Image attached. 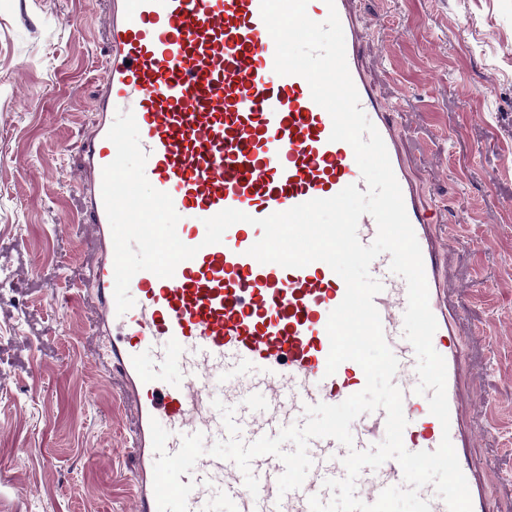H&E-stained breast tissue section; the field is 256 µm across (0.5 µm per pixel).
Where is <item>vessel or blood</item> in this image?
Wrapping results in <instances>:
<instances>
[{
    "mask_svg": "<svg viewBox=\"0 0 512 512\" xmlns=\"http://www.w3.org/2000/svg\"><path fill=\"white\" fill-rule=\"evenodd\" d=\"M261 0H108L104 80L93 103L95 120L81 147V194L95 229V262L85 293L96 305L95 332L105 342L104 368L117 373L114 393L120 413H133L125 450L136 460L131 478V512H158L154 493L157 455L151 421L170 436L177 452L183 436L203 433L208 444L227 439L219 405L234 408L239 437L250 443L305 424L304 408L335 405L360 392L361 366L343 362L327 374L330 312L344 298L340 276L322 261L301 268L263 264L249 256L262 238L256 222L312 199H327L347 185L365 190L352 147L331 141L332 119L315 103L308 82L274 70V41L262 20ZM356 0H308L317 22L337 10L346 60L360 106L380 132L401 187L409 221L420 245L429 306L437 321L433 347L447 366L449 428L416 394V354L403 334L408 304L405 280L390 270V254L370 265L383 290L374 299L385 341L399 362L393 378L403 395L408 451L436 450L450 437L467 480L473 512H493L485 473L473 460L479 433L471 422L476 373L463 364L460 312L450 310L445 290L446 245L436 231L421 184L411 172L402 135L389 104L367 78L363 47L367 32ZM132 112L147 154L145 175L168 193L180 216L177 235L197 254L182 261L172 277L143 270L131 280L133 308L117 313L114 245L102 199V169L116 156L107 133L117 111ZM232 208L252 223L230 226L221 243L205 244L206 227L185 223L191 211L211 217ZM151 351L153 371L141 368ZM178 380L169 377L170 366ZM352 447L331 438L308 442L312 468L301 488L279 494L280 459L256 457L251 472L259 482L250 493L229 460L206 454L181 483H193L188 512H310L308 499L329 501L323 483L345 478L348 449L370 450L386 434V412L358 416L350 426ZM399 463L363 468L357 497L374 503L380 492L400 483Z\"/></svg>",
    "mask_w": 512,
    "mask_h": 512,
    "instance_id": "b4317fda",
    "label": "vessel or blood"
}]
</instances>
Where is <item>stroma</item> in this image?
<instances>
[{
  "label": "stroma",
  "mask_w": 512,
  "mask_h": 512,
  "mask_svg": "<svg viewBox=\"0 0 512 512\" xmlns=\"http://www.w3.org/2000/svg\"><path fill=\"white\" fill-rule=\"evenodd\" d=\"M107 0H0V512H129L135 460L84 294L94 228L77 189ZM365 64L440 229L448 298L491 418L474 458L512 512V0H357ZM85 20L84 32L65 24ZM465 223H457L461 210ZM78 366V378L63 370ZM108 448L111 460L90 456Z\"/></svg>",
  "instance_id": "obj_1"
}]
</instances>
